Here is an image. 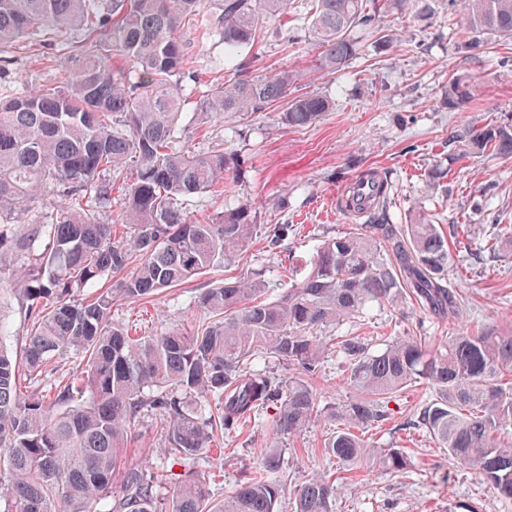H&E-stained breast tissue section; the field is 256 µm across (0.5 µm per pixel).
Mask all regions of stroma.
<instances>
[{
  "instance_id": "stroma-1",
  "label": "stroma",
  "mask_w": 512,
  "mask_h": 512,
  "mask_svg": "<svg viewBox=\"0 0 512 512\" xmlns=\"http://www.w3.org/2000/svg\"><path fill=\"white\" fill-rule=\"evenodd\" d=\"M310 0H288L280 21L267 22L257 45L243 49L254 77L288 66L298 72V89L328 97L333 107L305 127L282 124L283 104L241 117L215 119L187 115L180 138L203 152L222 145L233 160L220 196L198 195L182 202L184 212L201 220L237 201L251 203L256 213L252 235L239 256L193 280L141 302H117L114 320L132 335L156 329H189L202 321L197 297L203 288L226 280L262 275L265 299L287 291L308 269L320 240L343 235L353 222L337 213L338 186L375 169L389 180L390 210L395 223L426 216L449 234L454 259L449 273L464 306L460 318L432 317L407 303L399 309L373 307L361 321L338 327L383 342L418 330L440 341L485 326L512 329V236L501 234L494 217L512 225V155L484 152L459 155L452 142L462 125L512 127V40L467 29L460 15L443 0L428 14L416 10L385 13L375 27L357 31L359 53L344 68L327 73L316 67L319 49L310 35ZM293 28L299 38L285 46L281 34ZM396 34L393 44L382 43ZM186 69L195 79L183 94L198 102L216 83L228 79L224 46L217 36L185 28ZM0 97H12L39 85H59L68 61L53 41H23L0 51ZM469 77L471 99L462 108L445 104L449 79ZM291 225L287 241L270 250L268 229ZM320 408L351 395L335 352H328L314 381ZM434 396L425 384H412L390 400L389 418L365 429L370 445L401 448L411 468L394 474L367 465L349 471L323 448L332 421L318 417L293 437L275 432L274 411L225 434L217 447L195 460L169 456L159 420L149 417L136 427L127 448L128 461L164 466L159 497L171 495L187 473L203 477L214 500L234 492L245 473L268 452L283 465L284 507L313 474L338 477L344 488L333 512H447L449 504L466 503L476 512H512V500L488 490L478 477L457 468L426 431L402 430Z\"/></svg>"
}]
</instances>
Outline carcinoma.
Returning a JSON list of instances; mask_svg holds the SVG:
<instances>
[{
  "label": "carcinoma",
  "mask_w": 512,
  "mask_h": 512,
  "mask_svg": "<svg viewBox=\"0 0 512 512\" xmlns=\"http://www.w3.org/2000/svg\"><path fill=\"white\" fill-rule=\"evenodd\" d=\"M287 0H0V49L73 31L83 40L64 84L0 100V299L23 313L26 343L16 354L0 342V500L5 512H284L280 459L270 454L224 500L189 477L162 502L165 474L123 461L128 434L141 419L159 417L169 454L192 460L216 434L276 408L275 427L294 436L318 417L312 385L326 346L344 363L352 395L332 408L338 423L326 453L346 467L374 464L392 473L411 465L400 448H372L361 434L387 417L389 399L424 382L437 393L407 426L426 430L459 468L496 495L512 499V331L484 327L436 344L400 336L375 349L346 333L325 342L318 331L358 319L373 304L398 307L409 299L441 319L455 318L462 300L448 285L452 255L431 220L391 223L387 177L363 173L375 201L365 223L324 240L310 269L273 302L264 281H226L204 289L206 320L190 331L161 328L131 336L114 322L115 299L135 302L229 261L254 227L251 204L240 202L192 221L178 199L218 193L230 170L224 149L190 151L178 127L186 58L185 26L219 32L233 77L216 86L197 110L263 112L288 96L297 74L249 75L239 55L258 41L263 24ZM468 29L512 39V0H448ZM431 10L430 0H313L311 34L317 67L335 72L359 54L351 37L382 12ZM448 104L471 99L465 75L448 82ZM331 108L321 95L288 102L282 123L303 127ZM465 155L512 154V130L486 126L453 135ZM128 171L117 236L112 213L114 176ZM57 198L58 206L40 204ZM286 224L268 230L271 249L288 239ZM139 263L130 267L132 253ZM112 274L121 278L80 301L76 297ZM74 352L80 368L59 390L34 381L49 357ZM265 355L291 370L284 379L256 367ZM120 477L123 493L112 502ZM343 485L317 474L295 494L291 512H332Z\"/></svg>",
  "instance_id": "carcinoma-1"
}]
</instances>
